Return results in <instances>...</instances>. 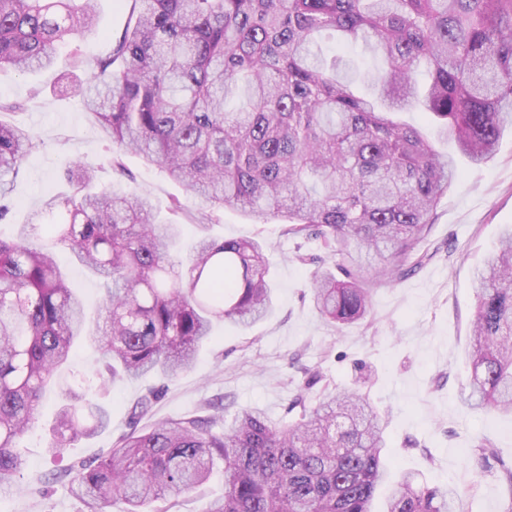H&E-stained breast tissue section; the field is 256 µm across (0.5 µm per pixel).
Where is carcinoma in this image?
Returning a JSON list of instances; mask_svg holds the SVG:
<instances>
[{
	"instance_id": "carcinoma-1",
	"label": "carcinoma",
	"mask_w": 512,
	"mask_h": 512,
	"mask_svg": "<svg viewBox=\"0 0 512 512\" xmlns=\"http://www.w3.org/2000/svg\"><path fill=\"white\" fill-rule=\"evenodd\" d=\"M97 0H0V68L26 74L56 66L60 44L96 31ZM360 41L385 63L379 100L358 95L341 59L315 50L317 36ZM428 66L429 83L416 78ZM103 133L142 155L200 200L203 220L239 209L320 242L336 271L315 276L319 315L341 328L371 311L373 261L389 285L425 265L422 249L455 160L401 112L431 113L460 152L479 164L512 129V0H132L109 54L64 64ZM90 81L74 83L72 70ZM240 101L236 112L226 101ZM34 147L25 128L0 121V221L8 177ZM94 169L70 170L73 191L43 201L61 220L45 236L23 224L0 237V488L24 477L18 440L36 420L73 346L95 344L108 374L80 378L50 428L51 448L104 430L96 402L108 381L191 367L216 321L248 328L272 307L269 258L255 239L202 236L187 272L173 257L180 225L158 219L133 190L94 191ZM106 285L103 322L89 324L57 250ZM471 367L461 391L473 409L512 414V226L478 275ZM279 425L258 409L224 432L211 421L163 419L132 430L92 460L68 468L89 512H167L175 498L224 464V497L206 512H458L451 487L422 474L389 480L388 437L358 388L298 398Z\"/></svg>"
}]
</instances>
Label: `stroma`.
Returning <instances> with one entry per match:
<instances>
[{
	"label": "stroma",
	"mask_w": 512,
	"mask_h": 512,
	"mask_svg": "<svg viewBox=\"0 0 512 512\" xmlns=\"http://www.w3.org/2000/svg\"><path fill=\"white\" fill-rule=\"evenodd\" d=\"M129 18L127 0H99L95 35L79 40L81 51L109 53ZM55 69L22 74L0 70V120L28 128L35 148L8 183L13 211L0 233L16 225L42 227L43 199L68 192L63 177L75 160L93 167L102 186L148 195L161 218L182 226L174 256L185 259L200 236L198 204L182 186L140 156L123 159L125 176L112 171L111 142L101 136L80 98L63 93ZM182 208L171 212L173 198ZM209 229L218 239L254 238L267 247L274 285L271 313L251 328L226 322L194 366L176 376L153 374L108 386L104 399L111 423L78 447L54 455L48 428L57 410L48 401L35 427L19 442L27 460L20 485L0 490V512H88L62 471L77 459L90 460L110 448L132 425L166 418L208 417L261 409L271 422L285 419L297 396L317 400L328 387H358L384 419L392 475L412 470L432 485L456 489L461 512H512V418L476 411L460 400L470 367L467 350L477 293V273L497 246L504 225H512V135L481 164L457 159V179L440 199L426 242L433 258L394 286L372 293V314L336 329L320 317L311 298L319 242L287 235L279 221H263L238 210L216 211ZM309 263H301V256ZM323 379L313 382L311 371ZM157 392L150 411L133 418L137 403ZM492 448L477 454L478 445Z\"/></svg>",
	"instance_id": "obj_1"
}]
</instances>
